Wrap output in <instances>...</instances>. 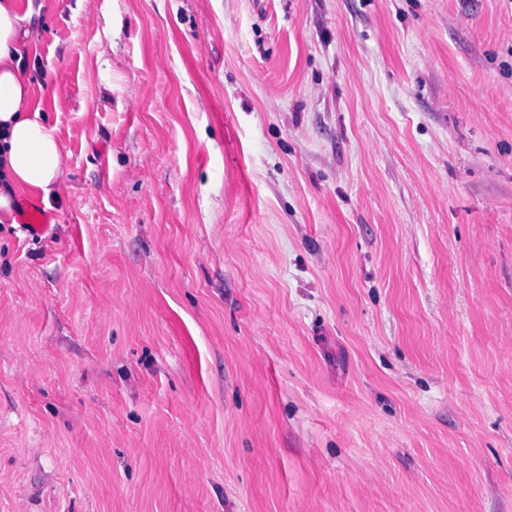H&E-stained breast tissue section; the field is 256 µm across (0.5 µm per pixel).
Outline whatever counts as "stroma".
Instances as JSON below:
<instances>
[{
  "label": "stroma",
  "instance_id": "1",
  "mask_svg": "<svg viewBox=\"0 0 512 512\" xmlns=\"http://www.w3.org/2000/svg\"><path fill=\"white\" fill-rule=\"evenodd\" d=\"M19 14L0 512H512V0ZM20 21L16 0H0V168L6 165L19 189L47 193L62 168V152L54 129L32 109V81L20 65ZM19 227L23 233L31 238H40L51 229L53 216L40 211V206L32 203L17 214Z\"/></svg>",
  "mask_w": 512,
  "mask_h": 512
}]
</instances>
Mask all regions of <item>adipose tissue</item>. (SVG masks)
Instances as JSON below:
<instances>
[{"mask_svg": "<svg viewBox=\"0 0 512 512\" xmlns=\"http://www.w3.org/2000/svg\"><path fill=\"white\" fill-rule=\"evenodd\" d=\"M16 0H0V163L22 190L48 191L62 168L61 146L52 127L32 109V85L20 65Z\"/></svg>", "mask_w": 512, "mask_h": 512, "instance_id": "1", "label": "adipose tissue"}]
</instances>
